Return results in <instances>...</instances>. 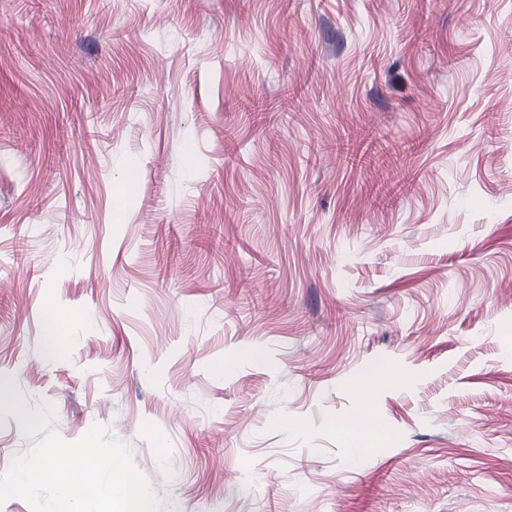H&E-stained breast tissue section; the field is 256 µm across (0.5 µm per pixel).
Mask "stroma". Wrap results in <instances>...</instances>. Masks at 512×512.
<instances>
[{
  "instance_id": "stroma-1",
  "label": "stroma",
  "mask_w": 512,
  "mask_h": 512,
  "mask_svg": "<svg viewBox=\"0 0 512 512\" xmlns=\"http://www.w3.org/2000/svg\"><path fill=\"white\" fill-rule=\"evenodd\" d=\"M0 384L160 512H512V0H0ZM66 317L63 314H56L49 320L46 334L45 355L47 358L54 359L58 357L62 346L67 338L62 329Z\"/></svg>"
}]
</instances>
